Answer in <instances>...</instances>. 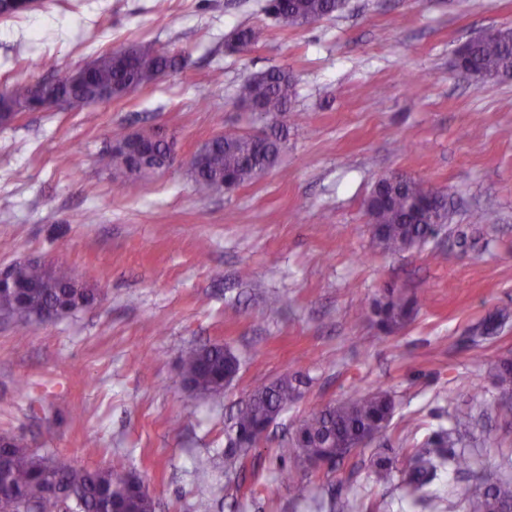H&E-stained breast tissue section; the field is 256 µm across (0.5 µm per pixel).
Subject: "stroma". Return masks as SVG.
I'll return each instance as SVG.
<instances>
[{
    "label": "stroma",
    "instance_id": "1",
    "mask_svg": "<svg viewBox=\"0 0 512 512\" xmlns=\"http://www.w3.org/2000/svg\"><path fill=\"white\" fill-rule=\"evenodd\" d=\"M266 0H43L0 18V92L49 82L101 53L150 40L182 68L120 99L24 112L0 124V271L41 260L98 300L20 330L0 319V436L77 466L138 474L155 512H315L357 496L371 512H418L404 452L448 428L447 391L475 414L471 471L512 475V423L491 364L512 358V76L477 82L458 48L512 28V0H346L291 28ZM257 40L228 46L240 28ZM273 66L295 80L289 112L238 100ZM284 126L277 164L252 183L196 195L186 159L212 136ZM156 131L180 165L137 182L104 167L114 131ZM415 177L448 197L441 246L382 253L364 201L379 178ZM482 211L487 220L471 223ZM398 288L425 295L414 318L381 332L358 308ZM223 345L240 360L217 393L186 387L183 348ZM301 372L294 405L224 476L230 418L255 387ZM381 388L395 413L384 437L335 469L289 468L283 435L312 410ZM395 449L376 482L370 458ZM211 457L202 472L195 461ZM307 486L297 500L294 483Z\"/></svg>",
    "mask_w": 512,
    "mask_h": 512
}]
</instances>
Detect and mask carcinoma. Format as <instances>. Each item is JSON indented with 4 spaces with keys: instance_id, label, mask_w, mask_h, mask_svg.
<instances>
[{
    "instance_id": "carcinoma-1",
    "label": "carcinoma",
    "mask_w": 512,
    "mask_h": 512,
    "mask_svg": "<svg viewBox=\"0 0 512 512\" xmlns=\"http://www.w3.org/2000/svg\"><path fill=\"white\" fill-rule=\"evenodd\" d=\"M344 0H269L266 10L288 27H302L340 11ZM133 62L124 68L111 64L107 54L98 56L95 82L75 87L69 72L61 73L46 86L16 82L0 95V113L11 112L39 100L50 104L55 92L94 98L110 89L120 97L130 86H144L168 71L182 67V59L152 41L132 47ZM469 69L483 77L512 72V28H489L473 41L465 54ZM295 94L293 79L287 70L272 67L249 76L239 90L240 101L262 115L289 110ZM288 130L272 127V133L257 142L252 134L229 133L214 136L203 148L201 164L189 171L198 195L205 197L219 189L224 180L241 186L257 179L277 163ZM107 166L114 173L131 169L129 155L120 147L112 148ZM426 190L417 182L391 189L381 198H367L365 209L376 225L381 248L398 253L419 248L436 238L439 231L432 216L417 211L414 200ZM16 291L0 293V314H8L25 325L60 318L96 300L91 288L79 286L66 273L49 271L39 265H19L11 271ZM423 297L392 289L362 309V315L387 331L404 327ZM185 382L201 392H216L223 378L233 381L238 370L237 357L220 346L188 348L180 357ZM496 388L505 401L502 417L512 418V360L504 359L491 368ZM303 384L299 372L285 374L256 387L238 407L229 426V451L224 456V475L231 477L244 466L249 447L260 440L259 434L288 409ZM448 405L453 407L452 424L446 430L430 434L409 450L403 471L404 482L415 494L413 504L436 509L444 501L435 487L445 471L463 473L468 460L462 451V435L473 424L469 407L457 404V396L448 390ZM394 400L376 388L346 400L315 409L289 433L276 449V458L295 465L318 462L330 468L341 464L356 452V446L368 445L389 427ZM347 444L345 448L328 446L330 438ZM0 446V512H155L151 494L141 490L143 481L123 467L86 469L68 458L52 454L38 455L22 442L4 436ZM392 449L380 448L373 459L376 480L388 481L394 471ZM465 512H512V479L486 481L464 497ZM322 507L328 512H358L355 499L330 498Z\"/></svg>"
}]
</instances>
